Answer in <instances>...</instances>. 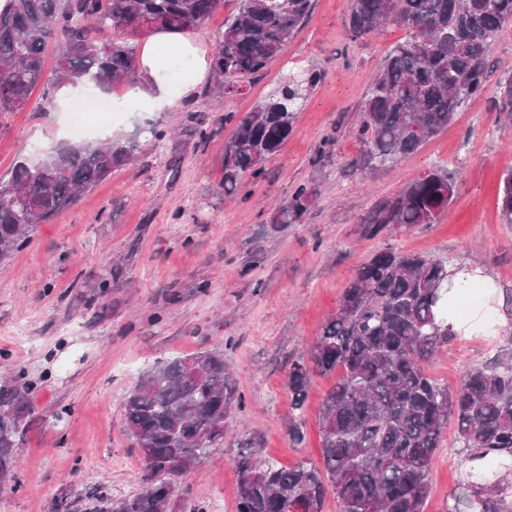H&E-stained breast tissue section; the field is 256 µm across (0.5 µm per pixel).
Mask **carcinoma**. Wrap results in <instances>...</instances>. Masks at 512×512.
<instances>
[{
  "label": "carcinoma",
  "instance_id": "1",
  "mask_svg": "<svg viewBox=\"0 0 512 512\" xmlns=\"http://www.w3.org/2000/svg\"><path fill=\"white\" fill-rule=\"evenodd\" d=\"M220 0H10L0 11V115L19 112L40 85L53 98L66 85L109 87L129 81L139 58L124 34L153 28L192 30L215 12ZM311 0H239L224 20L212 53L219 91L263 70L294 36ZM392 23L404 41L385 57L361 108L358 136L364 151L356 165L384 166L417 152L448 126L458 110L484 87L494 42L512 27V0H352L348 29L362 38ZM110 30L104 43L92 32ZM60 40L56 68L44 69L50 39ZM313 71L286 83L240 117L227 114L234 132L224 148V196L234 197L248 174L259 175L293 130L294 111L314 86ZM136 144L107 139L69 147L34 166L16 162L0 177V261L29 241V232L73 205L79 195L127 164ZM456 175L432 168L380 205L366 232L387 225L435 224L452 202ZM311 192L297 188L275 208L272 224H296ZM512 224V170L498 195ZM446 264L392 248L373 253L344 289L336 314L291 363L286 388L302 409L313 375L340 372L319 412L320 462L282 467L262 455L261 437L237 440L236 512H287L296 502L323 512L328 495L340 512H424L430 464L443 434L454 425L465 448L512 453V362L471 368L450 390L425 364L448 345V328L436 321ZM25 372L0 380V481L15 476L20 439L32 409ZM242 395L227 372L224 354L201 351L155 364L129 392L124 429L146 462L144 487L125 498L100 495L85 512H167L175 480L206 460L224 441L226 425ZM484 485L467 481L450 512H512L509 485L487 469Z\"/></svg>",
  "mask_w": 512,
  "mask_h": 512
}]
</instances>
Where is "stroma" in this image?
<instances>
[{
    "label": "stroma",
    "mask_w": 512,
    "mask_h": 512,
    "mask_svg": "<svg viewBox=\"0 0 512 512\" xmlns=\"http://www.w3.org/2000/svg\"><path fill=\"white\" fill-rule=\"evenodd\" d=\"M351 0H312L309 17L241 90L213 82L155 112L125 110L109 129L134 141L135 160L115 168L70 208L36 225L0 263V375L24 369L32 418L21 464L0 489V512H52L68 495L74 512L103 492L119 499L142 486L144 458L123 428V401L154 362L202 350L223 353L243 403L230 430L257 433L281 464L320 458L319 407L337 374L314 376L303 410L284 386L289 360L335 313L343 289L375 251L391 247L442 261L480 264L503 290L512 317V224L498 208L512 169V117L500 112L512 79V29L497 40L481 94L416 153L373 172L356 168L361 105L371 78L405 32L388 24L351 40ZM321 75L296 112L293 131L262 173L225 198L228 112L244 115L286 76ZM73 98L45 101L34 89L23 111L0 117V175L20 159L94 141L74 136ZM162 139L151 137V130ZM455 173L452 202L434 224L364 235L373 210L429 168ZM312 194L300 223L275 228V206L297 186ZM512 358V332L454 339L428 364L449 388L468 369ZM303 432L300 441L290 425ZM233 439L179 476L169 512H236ZM472 452L446 431L431 461L425 512H449Z\"/></svg>",
    "instance_id": "obj_1"
}]
</instances>
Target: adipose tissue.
I'll list each match as a JSON object with an SVG mask.
<instances>
[{
	"mask_svg": "<svg viewBox=\"0 0 512 512\" xmlns=\"http://www.w3.org/2000/svg\"><path fill=\"white\" fill-rule=\"evenodd\" d=\"M188 50L194 57V74L180 90L181 96H191L197 86L209 78L206 53L197 33L185 30L155 28L146 31L140 41L139 82L131 91L132 104L142 109L168 107L172 104L169 90L162 79L170 49ZM448 305L439 314L452 336H494L512 330V321L494 316L500 300L495 280L475 265L449 264L445 283ZM480 294V303H471L472 294Z\"/></svg>",
	"mask_w": 512,
	"mask_h": 512,
	"instance_id": "adipose-tissue-1",
	"label": "adipose tissue"
}]
</instances>
